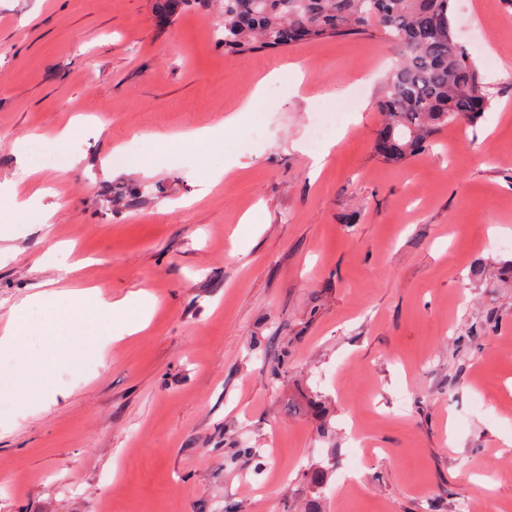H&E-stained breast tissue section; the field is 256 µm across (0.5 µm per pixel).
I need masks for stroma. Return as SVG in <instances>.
Instances as JSON below:
<instances>
[{
	"label": "stroma",
	"mask_w": 512,
	"mask_h": 512,
	"mask_svg": "<svg viewBox=\"0 0 512 512\" xmlns=\"http://www.w3.org/2000/svg\"><path fill=\"white\" fill-rule=\"evenodd\" d=\"M452 7L462 45L482 34L472 56L497 97L392 164L374 150L381 35L228 56L220 0H0V183L62 204L0 237V328L43 291L154 300L103 351L0 353V512L512 507V10ZM315 100L347 112L316 176ZM216 126L221 148L176 152ZM116 144L144 165L109 166ZM59 241L91 267L43 263ZM348 467L361 493L341 486Z\"/></svg>",
	"instance_id": "obj_1"
}]
</instances>
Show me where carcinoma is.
Instances as JSON below:
<instances>
[{
    "mask_svg": "<svg viewBox=\"0 0 512 512\" xmlns=\"http://www.w3.org/2000/svg\"><path fill=\"white\" fill-rule=\"evenodd\" d=\"M224 54L280 49L353 33L376 32L397 61L379 102L378 154L400 164L431 146L453 122L475 125L494 92L456 40L451 0H222Z\"/></svg>",
    "mask_w": 512,
    "mask_h": 512,
    "instance_id": "carcinoma-1",
    "label": "carcinoma"
}]
</instances>
